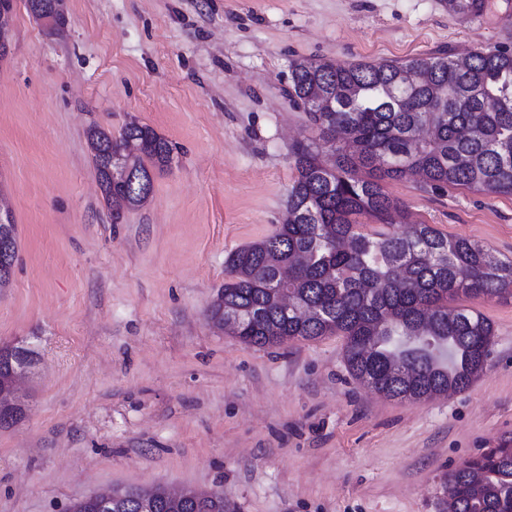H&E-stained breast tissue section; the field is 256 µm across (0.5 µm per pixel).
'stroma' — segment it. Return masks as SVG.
I'll return each mask as SVG.
<instances>
[{
  "instance_id": "1",
  "label": "stroma",
  "mask_w": 512,
  "mask_h": 512,
  "mask_svg": "<svg viewBox=\"0 0 512 512\" xmlns=\"http://www.w3.org/2000/svg\"><path fill=\"white\" fill-rule=\"evenodd\" d=\"M50 34L14 0L0 57V197L17 259L0 346L35 352L23 417L0 428V512H65L107 487H188L230 512H447L445 478L512 439V299L486 371L418 402L355 381L343 339L245 344L211 311L226 256L271 236L310 136L297 59L402 62L512 49V0H64ZM173 147L114 220L87 131L129 117ZM407 221L512 259V195L383 183Z\"/></svg>"
}]
</instances>
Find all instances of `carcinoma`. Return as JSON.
Segmentation results:
<instances>
[{"instance_id": "cac0c4a2", "label": "carcinoma", "mask_w": 512, "mask_h": 512, "mask_svg": "<svg viewBox=\"0 0 512 512\" xmlns=\"http://www.w3.org/2000/svg\"><path fill=\"white\" fill-rule=\"evenodd\" d=\"M478 15L486 0H451ZM317 88L333 108L308 102ZM289 95L315 136L290 151L296 176L286 223L272 236L230 252L212 319L236 327L248 344L347 336L351 376L389 399L416 402L469 388L486 368L494 326L480 312L448 308L460 296L512 297V260L484 245L448 237L430 224L365 234L358 217L392 225L398 202L382 181L420 174L434 189L462 186L512 194V50L476 53L460 64L445 52L402 63L335 65L296 60ZM133 140L137 153L125 154ZM88 141L112 214L144 205L153 182L110 178L106 159L124 154L132 173L170 167L173 147L132 118L118 136L97 126ZM292 275L283 281L280 272ZM292 295L285 310L279 289ZM34 355L0 347V384ZM456 512H512V446L488 448L446 477ZM207 512L224 496L199 492ZM111 512H170L162 488L121 499Z\"/></svg>"}]
</instances>
